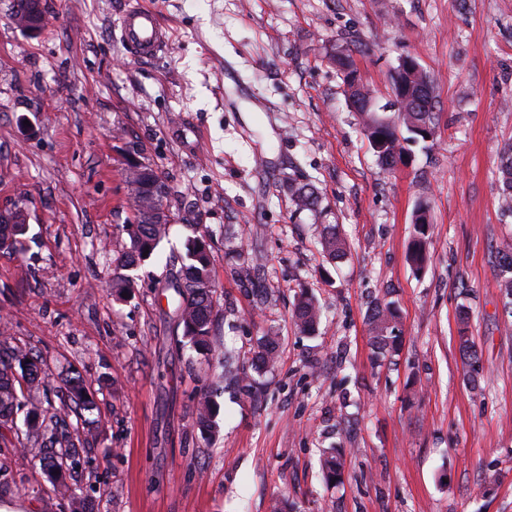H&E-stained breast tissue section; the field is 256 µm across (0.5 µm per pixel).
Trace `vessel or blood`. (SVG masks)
Here are the masks:
<instances>
[{
	"label": "vessel or blood",
	"mask_w": 512,
	"mask_h": 512,
	"mask_svg": "<svg viewBox=\"0 0 512 512\" xmlns=\"http://www.w3.org/2000/svg\"><path fill=\"white\" fill-rule=\"evenodd\" d=\"M121 40L128 54L149 59L164 51L169 43L168 30L162 25L157 12L133 0L120 19Z\"/></svg>",
	"instance_id": "b4317fda"
}]
</instances>
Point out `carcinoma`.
<instances>
[{
	"instance_id": "1",
	"label": "carcinoma",
	"mask_w": 512,
	"mask_h": 512,
	"mask_svg": "<svg viewBox=\"0 0 512 512\" xmlns=\"http://www.w3.org/2000/svg\"><path fill=\"white\" fill-rule=\"evenodd\" d=\"M412 96L403 101V111L397 113V122L383 123L373 112L364 111L372 102L369 93L361 86L348 94L351 106L362 118L369 145L380 162L393 169L401 161L405 148L403 143L427 141L429 136L423 128L435 127L434 103L431 80L421 71L411 81ZM502 181L501 206L512 210V146L504 149L500 167ZM292 195L298 209L317 211L319 198L312 185L305 183L292 187ZM420 215L413 219L415 236L411 241L408 261L414 273L420 274L427 263V239L430 220L427 209L419 208ZM130 246L117 258V266L126 270L138 268L146 260L144 252L154 253L167 237L169 225L153 223L152 216L136 211L135 222L125 225ZM27 225L13 224L9 229L12 251L22 253L26 249ZM209 236L196 237L181 257L180 266L171 270L169 287L179 297L177 307L178 326L182 336L196 349L211 348V332L214 317L217 284L211 275V251L207 243ZM319 244L328 259L335 261L346 255L347 244L336 224H325ZM499 287L506 298L512 301V253L499 257ZM400 318L392 302L378 300L369 316L368 326L371 344L376 358L385 359L399 353V336L395 333ZM292 319L297 328L307 334L317 330L321 319V307L317 298L306 291L299 294ZM278 336L268 331L260 337L253 348L250 367L257 372L274 368L277 357ZM73 404H55L39 397L42 379L36 357L18 349L0 348V447L18 445L38 460L52 481H57L63 472V459L75 462V444L67 431L66 417L75 405H88L90 399L83 379L74 373L67 381ZM24 413V428L16 422L18 413ZM196 423L202 432L211 437L218 432L216 411L211 399V390H203L195 406ZM325 481L333 485L342 476V453L335 448L323 451L321 459ZM69 494L72 512H92L79 488L63 489Z\"/></svg>"
}]
</instances>
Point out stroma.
I'll return each instance as SVG.
<instances>
[{"label":"stroma","mask_w":512,"mask_h":512,"mask_svg":"<svg viewBox=\"0 0 512 512\" xmlns=\"http://www.w3.org/2000/svg\"><path fill=\"white\" fill-rule=\"evenodd\" d=\"M171 36L152 59L127 57L125 0H44L31 37L0 0V214L28 212V249L0 251V335L35 353L46 393L79 371L72 478L97 512H512V305L498 258L512 245L501 207L512 145V0H143ZM349 50L378 105L414 57L433 85L429 149L395 170L369 148L333 57ZM168 187L171 231L120 299L109 282L128 242L129 153ZM310 183L318 212L296 210ZM428 204L429 261L406 254ZM349 249L331 262L320 227ZM232 226L254 266L239 281ZM211 234L216 348L248 365L280 337L254 397L220 384V432L204 441L194 405L211 357L185 344L167 286L187 238ZM270 294L260 303L258 289ZM323 315L291 320L301 289ZM400 312L401 353L375 362L374 298ZM479 351L470 376L461 326ZM336 446L330 486L320 457ZM497 480L487 484L488 473ZM70 512L30 455L0 450V506ZM502 181L501 206L504 210H512V146L504 149L500 167ZM278 338L279 336L270 330L257 340L250 359L252 369L257 372L273 370L277 357ZM322 472L328 485L340 481L342 476V453L336 448L323 451L321 459Z\"/></svg>","instance_id":"obj_1"}]
</instances>
